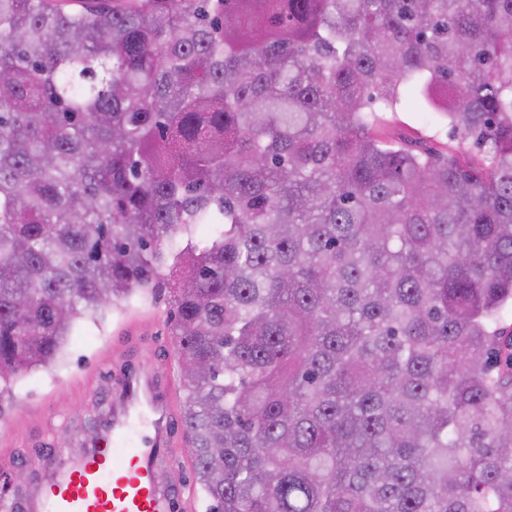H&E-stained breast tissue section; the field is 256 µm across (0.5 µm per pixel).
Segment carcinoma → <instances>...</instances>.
<instances>
[{"label":"carcinoma","mask_w":512,"mask_h":512,"mask_svg":"<svg viewBox=\"0 0 512 512\" xmlns=\"http://www.w3.org/2000/svg\"><path fill=\"white\" fill-rule=\"evenodd\" d=\"M138 292L206 512H512V0H0V379ZM381 133L398 143H425L441 152L448 148L466 156L479 155L471 140L456 137L445 124H439L421 112H382Z\"/></svg>","instance_id":"cac0c4a2"}]
</instances>
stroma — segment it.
<instances>
[{
  "mask_svg": "<svg viewBox=\"0 0 512 512\" xmlns=\"http://www.w3.org/2000/svg\"><path fill=\"white\" fill-rule=\"evenodd\" d=\"M381 133L399 143H425L474 157L472 141L456 137L447 125L419 112H386ZM166 299L132 297L128 304L100 311L96 318L78 317L70 336L49 365L16 378L0 391V478L17 467L43 478V464L70 460L69 445L79 444L86 430L101 426L119 395L112 381L128 361L148 367L159 350L172 348Z\"/></svg>",
  "mask_w": 512,
  "mask_h": 512,
  "instance_id": "obj_1",
  "label": "stroma"
}]
</instances>
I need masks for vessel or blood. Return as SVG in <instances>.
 Listing matches in <instances>:
<instances>
[{"mask_svg": "<svg viewBox=\"0 0 512 512\" xmlns=\"http://www.w3.org/2000/svg\"><path fill=\"white\" fill-rule=\"evenodd\" d=\"M118 409L85 455L50 473L41 501L17 500L14 512H192L193 494L161 484L160 463L176 465L186 442L174 426L171 369L128 367L116 375Z\"/></svg>", "mask_w": 512, "mask_h": 512, "instance_id": "vessel-or-blood-1", "label": "vessel or blood"}]
</instances>
